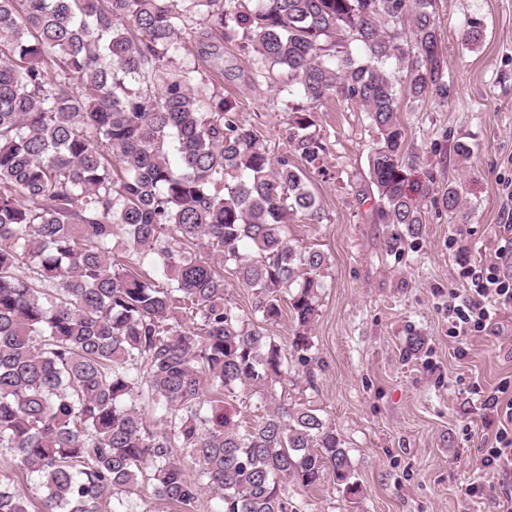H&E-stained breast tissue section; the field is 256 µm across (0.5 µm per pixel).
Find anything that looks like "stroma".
I'll return each instance as SVG.
<instances>
[{
    "label": "stroma",
    "mask_w": 512,
    "mask_h": 512,
    "mask_svg": "<svg viewBox=\"0 0 512 512\" xmlns=\"http://www.w3.org/2000/svg\"><path fill=\"white\" fill-rule=\"evenodd\" d=\"M433 11L448 96L405 101L399 112L413 177L430 187L419 237L375 220V134L358 104L333 98L312 109L325 155L310 185L324 218L290 224L288 237L328 262L308 328L313 348L289 358L282 398L332 423L361 492L345 494L325 475L305 495L308 512H500L512 495V466L487 476L478 463L495 434L483 393L512 381V310L492 330L448 335V293L463 292V264L489 261L512 225V0H434ZM472 18L483 30L475 45L465 37ZM219 45L221 69L191 43L176 63L209 72L273 155L292 152L284 95L256 81V57L239 40ZM459 143L472 149L464 165ZM451 184L462 201L453 215L439 195ZM412 336L426 344L410 359Z\"/></svg>",
    "instance_id": "obj_1"
}]
</instances>
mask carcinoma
I'll list each match as a JSON object with an SVG mask.
<instances>
[{
  "mask_svg": "<svg viewBox=\"0 0 512 512\" xmlns=\"http://www.w3.org/2000/svg\"><path fill=\"white\" fill-rule=\"evenodd\" d=\"M433 0H0V512H122L143 482L197 512H306L327 471L359 491L336 430L282 406L285 349L258 326H307L326 257L288 225L323 218L308 171L325 147L302 110L271 156L214 80L173 65L189 39L241 37L270 84L355 102L376 134L377 218L416 235L428 190L403 160L397 74L446 94ZM164 276L160 285L150 271ZM251 291L254 319L224 299ZM260 411L243 425L224 406ZM256 403H251L252 397ZM158 416L146 419L141 405Z\"/></svg>",
  "mask_w": 512,
  "mask_h": 512,
  "instance_id": "obj_1",
  "label": "carcinoma"
}]
</instances>
